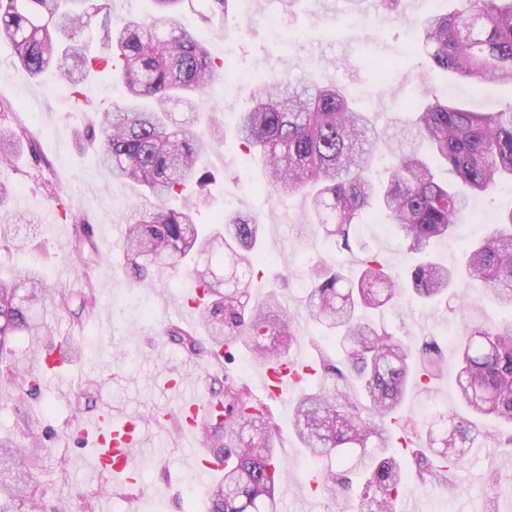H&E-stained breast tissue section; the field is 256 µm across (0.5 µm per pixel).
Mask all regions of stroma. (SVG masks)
Returning <instances> with one entry per match:
<instances>
[{"label":"stroma","mask_w":512,"mask_h":512,"mask_svg":"<svg viewBox=\"0 0 512 512\" xmlns=\"http://www.w3.org/2000/svg\"><path fill=\"white\" fill-rule=\"evenodd\" d=\"M456 0H399L397 14L378 0H250L247 14H230L224 36L184 9L182 24L205 38L216 57L232 72H274L320 86L337 85L367 112L381 129L403 127L410 105L425 92L476 112H495L512 102V84L481 89L458 86L449 73L410 56V20L431 7L446 10ZM393 63L389 80L376 78L372 65ZM253 90L231 91L225 81L210 88L205 105L224 124V147L210 156L213 176L207 186L212 208L227 214L257 216L264 226L262 251L270 256L255 284L257 297L277 288L296 313L295 322L308 354L317 348L337 352L334 338L302 317L311 280L309 268L322 261L351 268L352 255L334 241L301 232L308 223L303 196L277 199L260 188V173L234 138V117L251 104ZM119 83L102 78L91 89L92 106L77 107L67 82L54 71L36 79L13 63V50L0 40V130L24 126L11 167H0L5 208L22 221L7 226L0 238V267H31L43 286L64 290L66 308L49 299L32 309L37 324L48 326L53 340L71 343L80 362L46 381L17 389L0 381V444L11 443L37 458L29 496L15 512H206V485L180 463L191 452L178 421L166 408L174 395L165 384L195 361L197 374L207 369L205 350L190 351L164 334L180 324L184 297L194 287L190 275L162 278L154 288L132 287L126 275L121 241L134 207H145L137 186L107 182L98 157L83 141L110 103L122 101ZM46 163L45 178L57 185V198L45 194L40 180L29 177L30 147ZM512 208V184L477 197L474 236L498 223ZM359 246L379 254L394 274L407 278L412 258L393 231L381 222L362 225ZM94 283L98 305L93 314L81 309L87 283ZM389 330L418 343L430 331L440 332L449 375L437 386L448 408H456L454 340L462 336V316L434 305H412L406 312L386 309ZM260 367L243 347H229L217 384L247 385L254 401ZM104 402L114 414L136 413L146 420V442L137 455L134 482L125 483L94 469L95 445L71 425L80 408ZM270 408L277 426L275 445L288 468L289 493L278 494L280 512H331L323 497L304 494V476L313 466L292 430V402ZM411 512H512V428L503 426L492 446L468 454L462 469L447 484L429 489L412 485L399 500Z\"/></svg>","instance_id":"1"}]
</instances>
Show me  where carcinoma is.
Instances as JSON below:
<instances>
[{
	"label": "carcinoma",
	"instance_id": "cac0c4a2",
	"mask_svg": "<svg viewBox=\"0 0 512 512\" xmlns=\"http://www.w3.org/2000/svg\"><path fill=\"white\" fill-rule=\"evenodd\" d=\"M193 0H152L155 9L114 28L104 0H11L0 10V40L12 44L19 66L33 77L50 68L70 86L76 104L90 105L86 81L95 63L118 56L117 81L126 103L102 112L86 137L99 148V166L109 180L141 186L153 199L126 225L124 248L138 288L155 287L160 270L176 275L194 255L224 240V279L200 276L197 287L210 293L202 323L210 347L244 345L261 362L282 359L301 336L278 294L256 299L255 269L263 264L256 249L262 225L250 216L225 215L203 223L210 207L197 192L210 179L203 157L224 146V128L213 121L201 135L189 120L179 121L169 104L180 103L191 116L203 96L224 76L207 43L187 31L178 8ZM201 17L224 16L229 0H204ZM453 12L416 20L412 54L476 86L512 84V0H460ZM102 35L87 36L96 19ZM404 131L426 152H390L374 168L385 134L335 86L277 80L256 89L252 106L237 115L235 136L265 172V187L277 198L305 196L312 223L305 229L352 250L358 224L371 217L396 226L402 245L426 254L430 244L458 233L470 199L512 181V102L497 112H471L431 94L411 110ZM24 127L0 133V164L11 162V144ZM464 274L483 286V301L508 312L495 325L475 319L456 339V391L474 418L441 410L433 385L446 362L434 337L418 351L376 324L369 313L403 304L406 290L422 300L452 296L458 272L425 259L407 282L393 276L371 254L359 261L355 276L342 268L314 265L313 287L304 300L306 317L340 337L343 358L319 364L320 384L304 393L293 410L292 426L315 463L318 492L338 512H394L408 487L390 448L386 417L415 389L434 404L409 412L403 430L425 442L417 453V480L428 487L448 481L477 438L494 439L477 421L512 425V210L465 254ZM224 292L216 294V288ZM40 301L29 268L0 276V357L22 332L40 335L30 311ZM189 350L199 343L179 327L166 330ZM209 442L233 455L224 479L207 490L210 512H279L276 490L287 473L276 455L274 423L266 407L244 386L224 387V424H202ZM30 460L8 446L0 448V512H14L27 495Z\"/></svg>",
	"mask_w": 512,
	"mask_h": 512
}]
</instances>
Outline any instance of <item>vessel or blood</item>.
<instances>
[{
	"instance_id": "b4317fda",
	"label": "vessel or blood",
	"mask_w": 512,
	"mask_h": 512,
	"mask_svg": "<svg viewBox=\"0 0 512 512\" xmlns=\"http://www.w3.org/2000/svg\"><path fill=\"white\" fill-rule=\"evenodd\" d=\"M74 364L72 353L55 342L41 343L35 360V370L41 376L56 374L62 367ZM313 373L311 360L301 352H293L280 361L264 364L261 388L269 399H286L299 395ZM172 390L179 393L177 412L184 439L193 442L195 448L190 462L202 476L223 472L228 464L222 450L199 442L198 424L202 421L215 423L224 420L222 401L211 395L208 382L179 380L172 382ZM84 432L91 435L97 445L98 469L132 481L136 472L135 451L142 443V420L135 414L115 417L111 411L101 410L85 416Z\"/></svg>"
}]
</instances>
